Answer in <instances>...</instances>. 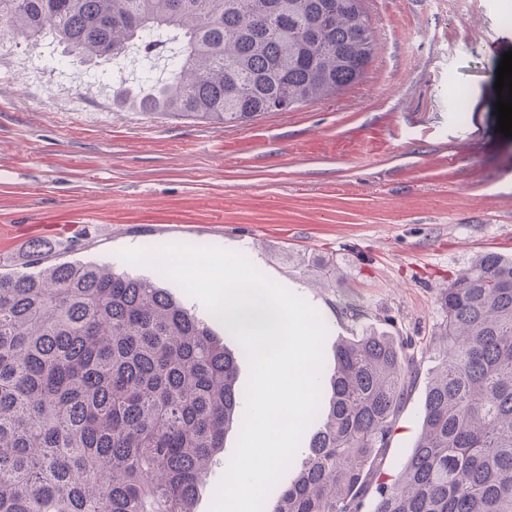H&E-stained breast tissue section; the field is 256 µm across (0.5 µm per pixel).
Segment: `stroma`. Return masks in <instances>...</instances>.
Instances as JSON below:
<instances>
[{
  "mask_svg": "<svg viewBox=\"0 0 512 512\" xmlns=\"http://www.w3.org/2000/svg\"><path fill=\"white\" fill-rule=\"evenodd\" d=\"M365 5L377 51L361 81L233 127L133 111L132 71L72 72L77 112L53 100L59 73L31 92L0 83V257L37 238H78L67 261L116 267L126 249L222 248L317 311L325 374L335 342L364 329L421 351L444 288L479 254L512 256V137L494 88L512 0ZM425 386L385 473L421 432Z\"/></svg>",
  "mask_w": 512,
  "mask_h": 512,
  "instance_id": "35a3bbf8",
  "label": "stroma"
}]
</instances>
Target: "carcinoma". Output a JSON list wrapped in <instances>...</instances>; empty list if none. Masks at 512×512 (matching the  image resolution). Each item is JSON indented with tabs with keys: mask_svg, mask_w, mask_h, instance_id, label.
<instances>
[{
	"mask_svg": "<svg viewBox=\"0 0 512 512\" xmlns=\"http://www.w3.org/2000/svg\"><path fill=\"white\" fill-rule=\"evenodd\" d=\"M0 26L49 34L67 65L118 66L168 49L139 101L235 126L288 100L330 99L375 53L365 0H0ZM36 239L0 260V512H195L243 424L242 345L163 287L62 260ZM421 433L398 472L388 448L418 361L383 333L335 346L293 480L267 512H512V258L477 256L441 296ZM240 431L241 428H233L225 435L224 451L220 455V459L217 464L212 468L206 487L201 490L200 497L196 504V512H211L217 486L226 471L224 461H230L234 453Z\"/></svg>",
	"mask_w": 512,
	"mask_h": 512,
	"instance_id": "1",
	"label": "carcinoma"
}]
</instances>
